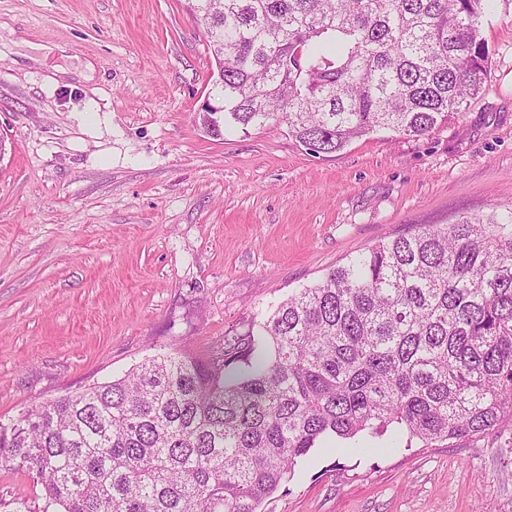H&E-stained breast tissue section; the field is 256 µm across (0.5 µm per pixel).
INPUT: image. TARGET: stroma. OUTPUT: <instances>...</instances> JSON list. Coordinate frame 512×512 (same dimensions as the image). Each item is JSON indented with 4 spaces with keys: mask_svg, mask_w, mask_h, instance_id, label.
<instances>
[{
    "mask_svg": "<svg viewBox=\"0 0 512 512\" xmlns=\"http://www.w3.org/2000/svg\"><path fill=\"white\" fill-rule=\"evenodd\" d=\"M481 31L484 90L447 124L318 158L282 121L201 128L188 0H0V419L161 350L208 357L385 237L512 211V0ZM386 442L312 449L261 512H512L503 439ZM0 512H46L9 462Z\"/></svg>",
    "mask_w": 512,
    "mask_h": 512,
    "instance_id": "35a3bbf8",
    "label": "stroma"
}]
</instances>
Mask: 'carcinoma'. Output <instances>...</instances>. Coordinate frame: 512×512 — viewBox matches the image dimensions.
Masks as SVG:
<instances>
[{
  "mask_svg": "<svg viewBox=\"0 0 512 512\" xmlns=\"http://www.w3.org/2000/svg\"><path fill=\"white\" fill-rule=\"evenodd\" d=\"M487 0H191L222 134L274 117L314 156L422 137L482 90ZM512 434V212L435 224L330 269L201 359L0 422V461L55 512H257L311 449L388 430Z\"/></svg>",
  "mask_w": 512,
  "mask_h": 512,
  "instance_id": "1",
  "label": "carcinoma"
}]
</instances>
